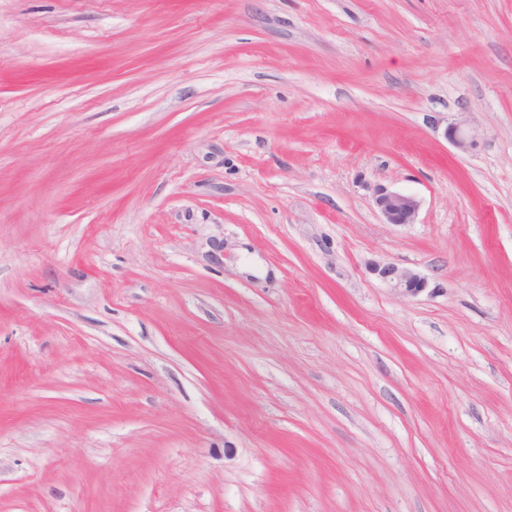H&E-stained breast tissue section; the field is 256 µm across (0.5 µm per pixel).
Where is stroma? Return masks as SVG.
I'll return each mask as SVG.
<instances>
[{
  "label": "stroma",
  "mask_w": 512,
  "mask_h": 512,
  "mask_svg": "<svg viewBox=\"0 0 512 512\" xmlns=\"http://www.w3.org/2000/svg\"><path fill=\"white\" fill-rule=\"evenodd\" d=\"M0 512H512V0H0ZM375 205L383 223L395 225L414 223L420 207L413 195L386 188H377ZM368 271L387 284L391 290L406 297L419 295L428 285L426 277L420 273L390 263L370 262Z\"/></svg>",
  "instance_id": "35a3bbf8"
}]
</instances>
